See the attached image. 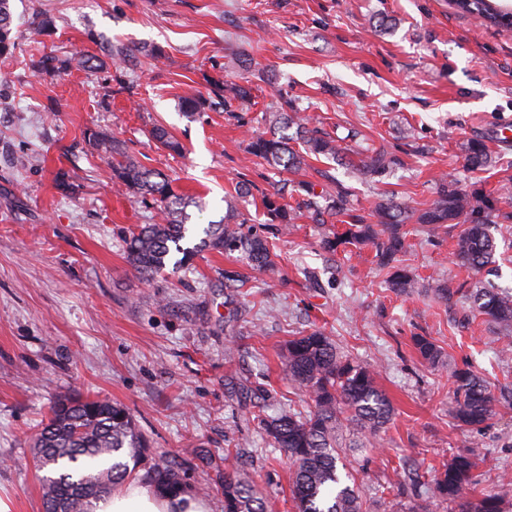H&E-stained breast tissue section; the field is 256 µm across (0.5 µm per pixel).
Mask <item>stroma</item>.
I'll list each match as a JSON object with an SVG mask.
<instances>
[{"label":"stroma","instance_id":"35a3bbf8","mask_svg":"<svg viewBox=\"0 0 512 512\" xmlns=\"http://www.w3.org/2000/svg\"><path fill=\"white\" fill-rule=\"evenodd\" d=\"M17 49L0 60V498L11 512H44L33 467V436L53 401L76 392L127 407L150 452L142 464L182 463L197 498L223 512L224 453L240 452L273 512H294L292 465L270 447L248 396L269 390L274 408L301 402L280 354L297 332L323 328L350 357L373 365L395 415L380 451L346 459L363 486L366 512H389L374 489L388 482L442 512L411 472L429 477L451 453L484 448L478 491L512 498V356L501 331L463 308L434 302L437 284L466 273L452 240L407 238L411 295L387 287L370 250L321 249L327 225L301 215L269 223L261 204L287 179L246 150L266 133L263 110L285 97L299 114L339 140L348 163L311 161L301 180L319 189L341 182L370 208L388 196L423 208L447 174L460 188L493 197L512 192V30L482 26L450 0H12ZM49 12L54 34L32 20ZM125 46L162 45L125 71L31 73L42 55L97 53L94 37ZM248 59L249 72L232 67ZM246 77L255 100L245 118L215 105L185 117L180 102L206 79ZM162 125L183 146L172 155L151 139ZM114 137L143 165L201 199L194 229L219 221L224 196L239 200L266 237L277 270L251 269L239 255L206 251L189 266L144 283L125 256V238L155 210L121 191L87 141ZM482 143L492 165L475 171L467 145ZM384 145L400 163L363 179L354 163ZM73 184L60 189L57 175ZM247 280L246 295L225 287V272ZM431 338L444 365L430 369L413 347ZM492 385L495 415L481 429L449 413L453 367ZM408 467L398 470L399 460Z\"/></svg>","mask_w":512,"mask_h":512}]
</instances>
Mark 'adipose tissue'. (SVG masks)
Segmentation results:
<instances>
[{
	"label": "adipose tissue",
	"mask_w": 512,
	"mask_h": 512,
	"mask_svg": "<svg viewBox=\"0 0 512 512\" xmlns=\"http://www.w3.org/2000/svg\"><path fill=\"white\" fill-rule=\"evenodd\" d=\"M97 512H208L206 503L185 494L169 498L131 483L113 491L99 503Z\"/></svg>",
	"instance_id": "adipose-tissue-1"
}]
</instances>
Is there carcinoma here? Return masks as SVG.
Segmentation results:
<instances>
[{"instance_id":"obj_1","label":"carcinoma","mask_w":512,"mask_h":512,"mask_svg":"<svg viewBox=\"0 0 512 512\" xmlns=\"http://www.w3.org/2000/svg\"><path fill=\"white\" fill-rule=\"evenodd\" d=\"M456 9L483 24L512 28L507 12L492 0H453ZM11 0H0V57L14 54L17 43L12 35ZM101 55L79 54L59 57L46 54L34 64L39 77L55 76L72 68L96 70L105 67L104 58L113 65L129 69L137 64L138 55H164L157 45L127 48L99 42ZM251 89L228 82L224 77L209 80L207 95L185 97L188 112H201L218 102L224 111L233 103L250 104ZM270 132L249 142V151L269 166L295 172L310 159L325 157L341 160L344 148L328 134L311 127L309 119L290 115L279 108L265 112ZM295 129V135L288 134ZM150 136L164 149L179 153L182 146L163 126H155ZM302 141L304 151L291 146ZM88 142L110 168L120 186L142 199L158 204L156 218L141 224L125 240V253L130 266L140 277L151 280L167 264L177 271L192 257L203 251L232 254L238 252L256 269L274 270L268 241L256 234L243 232L248 218L239 212L235 196L224 197V217L206 225L199 241L189 227L187 208L199 207L195 198L173 189V179L160 171L143 166L129 155L119 142L91 133ZM396 158L386 147L366 149L360 160V174L370 176L387 172ZM468 163L473 170L492 164V157L481 143L468 146ZM307 197L298 203L318 224L336 220L340 227L325 234L322 247L330 252H347L371 248L377 265L389 271L388 283L399 293L416 288L414 275L400 265L405 250L409 224H419L432 235L448 234L454 240V262L465 269L468 278L455 286H438L439 301L452 307L465 303L470 312L481 316L489 325L512 330V293L499 290L489 281L469 280L495 263L497 243L490 232L493 224H511L512 212L498 208L489 200H479L458 188L443 176L438 182L437 198L427 208H411L391 199L374 203L367 211L356 208L350 191L336 186V193L317 195L302 184ZM280 193L265 195L262 204L272 224H291L295 209L279 202ZM463 225L453 233L457 225ZM421 358L431 367L442 361L438 345L425 336L414 337ZM288 379L307 397L306 407L292 406L275 416L264 415L266 403L260 395L254 400L258 408L259 427L274 448L281 449L293 461L292 502L295 512H363V500L351 484V473H341L344 436L352 435L349 447L372 451L382 446L381 433L390 424L394 408L378 386L375 366L355 361L342 354L335 341L323 329H313L288 341L284 354ZM454 391L451 414L461 424L476 428L494 413L496 399L486 381L464 368L452 370ZM36 470L44 472L41 489L45 512H94L96 501L132 477L129 462H139L147 450L146 442L126 407L99 397L77 393L57 401L51 413L38 426L34 435ZM480 454L476 450L458 452L433 477L434 498L442 504L454 505L457 512H512V501L500 493L466 496V490L478 483ZM158 492L173 497L191 489L185 470L173 462L158 463L140 476ZM224 512H268L269 505L253 481L224 467Z\"/></svg>"}]
</instances>
